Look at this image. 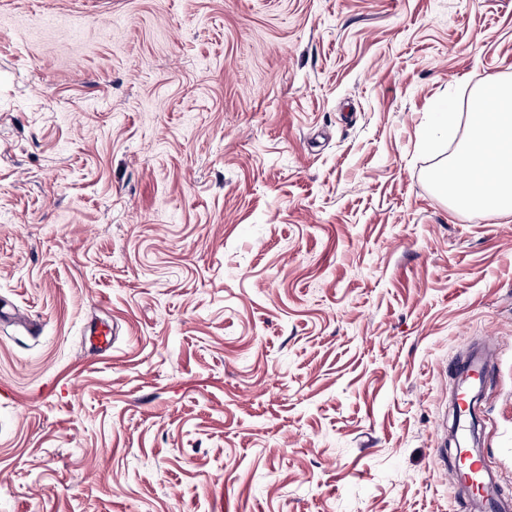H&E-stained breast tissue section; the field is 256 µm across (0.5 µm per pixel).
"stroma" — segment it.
Instances as JSON below:
<instances>
[{"label":"stroma","instance_id":"obj_1","mask_svg":"<svg viewBox=\"0 0 512 512\" xmlns=\"http://www.w3.org/2000/svg\"><path fill=\"white\" fill-rule=\"evenodd\" d=\"M490 75L512 0H0V512L511 501L512 217L425 141ZM491 356L490 351H483L472 355L465 362L463 368L470 375V379L468 383L464 384L462 390L466 389L468 386L472 389H476L486 382L485 375L489 369Z\"/></svg>","mask_w":512,"mask_h":512}]
</instances>
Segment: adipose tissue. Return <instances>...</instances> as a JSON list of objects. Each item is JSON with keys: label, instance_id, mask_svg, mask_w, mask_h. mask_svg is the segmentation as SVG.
I'll use <instances>...</instances> for the list:
<instances>
[{"label": "adipose tissue", "instance_id": "1", "mask_svg": "<svg viewBox=\"0 0 512 512\" xmlns=\"http://www.w3.org/2000/svg\"><path fill=\"white\" fill-rule=\"evenodd\" d=\"M442 134L458 137L455 152L429 174L454 209L512 216V81L488 77L472 99L464 136L456 134L453 101L439 108Z\"/></svg>", "mask_w": 512, "mask_h": 512}]
</instances>
